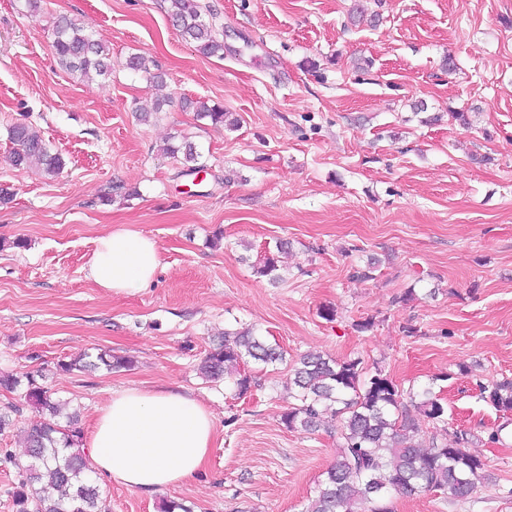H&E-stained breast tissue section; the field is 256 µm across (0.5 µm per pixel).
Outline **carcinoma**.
Wrapping results in <instances>:
<instances>
[{"instance_id": "1", "label": "carcinoma", "mask_w": 512, "mask_h": 512, "mask_svg": "<svg viewBox=\"0 0 512 512\" xmlns=\"http://www.w3.org/2000/svg\"><path fill=\"white\" fill-rule=\"evenodd\" d=\"M167 15L181 38L205 57H224V39L204 16L201 0H167ZM52 46L60 64L79 79L89 82L112 73V52L95 39L83 25L66 15L58 17L52 28ZM126 68L159 86L164 77L154 61L140 53L130 54ZM182 107L196 112L214 126L237 121L224 109L205 101L184 99ZM15 148L11 163L18 168L39 167L51 177L60 174L65 162L51 151L40 132L18 122L8 131ZM166 153L182 156L187 170L201 168L198 147L185 141L170 145ZM252 359L265 366L282 364L285 354L270 345L253 329L224 332V340L211 349L199 366L207 379L226 375L235 379L238 394L252 387L249 375L239 374L240 364ZM132 361L102 350L60 361L63 371L127 368ZM358 361H339L308 353L288 368L293 388L288 397L296 404L288 407L283 422L290 429L305 432L320 429L322 418L338 421L336 435L341 440V455L319 481L316 495L304 512H392L383 504L390 495L416 497L439 491L452 500H465L482 478L483 461L466 450L468 434L456 436L455 445L428 446L416 440L415 418L404 403L409 398L423 415L439 422L445 413L442 398L428 386L418 395L404 394L382 371L362 377ZM25 403L39 413L40 422L26 432L27 459L17 464L18 482L13 491L15 512H110L95 479L85 475L83 428L79 414L68 412L53 393L40 385L35 375H26ZM482 393L493 407L512 412V381H496L482 386ZM420 402H415V397Z\"/></svg>"}]
</instances>
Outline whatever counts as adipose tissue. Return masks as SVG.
I'll list each match as a JSON object with an SVG mask.
<instances>
[{"instance_id":"obj_1","label":"adipose tissue","mask_w":512,"mask_h":512,"mask_svg":"<svg viewBox=\"0 0 512 512\" xmlns=\"http://www.w3.org/2000/svg\"><path fill=\"white\" fill-rule=\"evenodd\" d=\"M157 242L119 227L102 235L87 276L115 297L141 293L160 268ZM216 439L209 409L173 388L113 391L95 417L88 455L92 471L124 487L152 493L198 475Z\"/></svg>"}]
</instances>
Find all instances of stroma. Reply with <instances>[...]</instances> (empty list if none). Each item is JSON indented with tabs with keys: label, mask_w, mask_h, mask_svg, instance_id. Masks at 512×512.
<instances>
[{
	"label": "stroma",
	"mask_w": 512,
	"mask_h": 512,
	"mask_svg": "<svg viewBox=\"0 0 512 512\" xmlns=\"http://www.w3.org/2000/svg\"><path fill=\"white\" fill-rule=\"evenodd\" d=\"M224 29L205 57L171 25L166 0H0V372L39 382L90 430L113 390L177 388L214 415L197 477L140 494L98 479L111 512H304L340 458L325 431L286 428L288 367L307 352L358 360L402 389L432 386L443 421L416 414L424 443L466 431L485 478L465 501L387 498L393 512H512V424L480 394L512 380V0H206ZM377 26H351L356 4ZM112 52L91 83L52 48L57 16ZM140 53L172 102L144 124L155 90L123 67ZM204 100L238 118L212 126L183 110ZM426 105L413 109L414 102ZM468 113L470 127L453 113ZM33 124L65 160L48 177L17 168L8 128ZM195 143L202 171L164 156ZM124 185L134 197L115 195ZM126 226L153 238L161 268L115 298L87 277L98 237ZM27 241L16 248V239ZM281 280L259 276L278 241ZM373 277L356 281V271ZM333 309L332 319L322 313ZM255 328L287 362L198 372L225 329ZM102 350L131 367L65 372ZM24 435L0 436V512H14Z\"/></svg>",
	"instance_id": "1"
}]
</instances>
